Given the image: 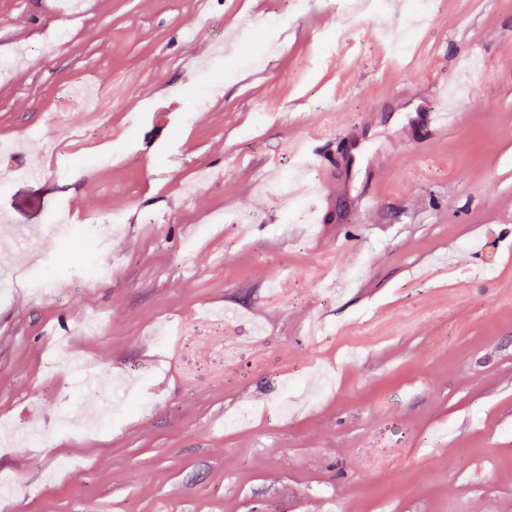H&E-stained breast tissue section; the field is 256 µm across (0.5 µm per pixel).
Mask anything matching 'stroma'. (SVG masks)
I'll return each mask as SVG.
<instances>
[{"label": "stroma", "mask_w": 512, "mask_h": 512, "mask_svg": "<svg viewBox=\"0 0 512 512\" xmlns=\"http://www.w3.org/2000/svg\"><path fill=\"white\" fill-rule=\"evenodd\" d=\"M283 9L100 0L65 22L0 0V141L16 145L0 154V255L28 257L0 300V419L50 432L0 446V512H512V0H434L400 57L384 42L395 9L348 19L312 0L275 43ZM321 31L340 41L317 62ZM470 55L484 67L464 123L413 137ZM79 83L133 149L101 162L60 96ZM260 111L280 119L254 128ZM354 128L352 159L332 138ZM314 134L312 178L344 190L307 234L266 166L289 174L285 141ZM47 139L73 150L69 172ZM30 165L40 179L18 176ZM368 185L379 206L362 214ZM65 209L76 225L124 213L96 256L107 282L57 287L49 256L93 257L78 236L47 239ZM233 212L253 219L246 241L220 220ZM166 322L179 334L163 348ZM86 365L136 378L144 407L98 428L75 403L52 433ZM326 373L313 409L271 412L288 378ZM246 403L251 420L226 427ZM63 457L77 474L56 471Z\"/></svg>", "instance_id": "stroma-1"}]
</instances>
